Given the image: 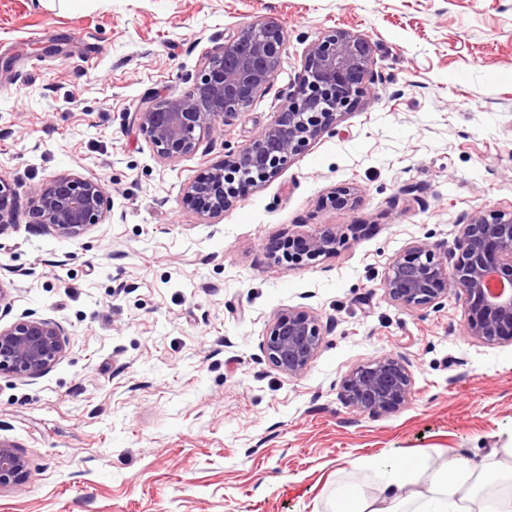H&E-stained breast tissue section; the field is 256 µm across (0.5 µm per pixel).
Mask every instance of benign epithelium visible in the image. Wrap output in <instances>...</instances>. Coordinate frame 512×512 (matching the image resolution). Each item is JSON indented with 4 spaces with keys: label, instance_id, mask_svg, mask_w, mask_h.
Wrapping results in <instances>:
<instances>
[{
    "label": "benign epithelium",
    "instance_id": "7a95c632",
    "mask_svg": "<svg viewBox=\"0 0 512 512\" xmlns=\"http://www.w3.org/2000/svg\"><path fill=\"white\" fill-rule=\"evenodd\" d=\"M283 29L257 19L224 34V45L208 56L201 74L184 94L157 92L145 98L134 121L156 154L175 160L193 152L198 131L212 130L250 106L269 86L281 65ZM378 80L371 41L362 34L336 28L315 40L302 69L288 86L285 112L249 145L226 141L224 162L190 183L183 203H205L219 214L239 198L242 183L263 182L284 169L310 141L334 129L337 118L357 107ZM32 223L61 237L74 238L100 224L109 211L102 183L88 177H65L31 192ZM15 207L14 189L0 176V232ZM346 236L337 225H323L299 242H278L283 257L307 266L336 253ZM447 265L425 243L397 254L382 281L393 304L423 310L450 295L464 299V335L486 346L512 343V210L475 211L464 217ZM324 336L314 314L285 308L270 323L262 350L284 375H302L316 358ZM67 346L62 325L29 312L0 327V376L38 377L63 357ZM345 403L372 415L392 412L408 402L414 380L407 360L394 354L375 356L348 373L341 384ZM29 478L28 463L14 446L0 441V488Z\"/></svg>",
    "mask_w": 512,
    "mask_h": 512
}]
</instances>
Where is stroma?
<instances>
[{
    "label": "stroma",
    "instance_id": "35a3bbf8",
    "mask_svg": "<svg viewBox=\"0 0 512 512\" xmlns=\"http://www.w3.org/2000/svg\"><path fill=\"white\" fill-rule=\"evenodd\" d=\"M258 18L285 34L277 77L228 136L158 157L141 101L188 91L225 32ZM335 28L373 43L371 92L230 209L186 208L185 187L284 111L307 47ZM0 57L16 193L0 325L33 312L69 339L40 377H0V441L31 471L0 512H332L338 485L377 487L361 459L433 470L452 448H512V344L469 341L457 296L410 311L381 288L408 245L447 256L462 216L512 209V0H0ZM67 176L110 201L71 239L29 215L31 189ZM324 224L345 229L336 254L298 267L268 249ZM286 307L324 330L293 379L261 350ZM388 353L408 360L412 398L380 416L348 406L343 378Z\"/></svg>",
    "mask_w": 512,
    "mask_h": 512
}]
</instances>
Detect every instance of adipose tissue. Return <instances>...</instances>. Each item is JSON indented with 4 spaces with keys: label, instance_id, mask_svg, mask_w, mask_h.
I'll list each match as a JSON object with an SVG mask.
<instances>
[{
    "label": "adipose tissue",
    "instance_id": "1",
    "mask_svg": "<svg viewBox=\"0 0 512 512\" xmlns=\"http://www.w3.org/2000/svg\"><path fill=\"white\" fill-rule=\"evenodd\" d=\"M379 489H336V512H512V462H472L449 452L446 463L419 483V461H374Z\"/></svg>",
    "mask_w": 512,
    "mask_h": 512
}]
</instances>
